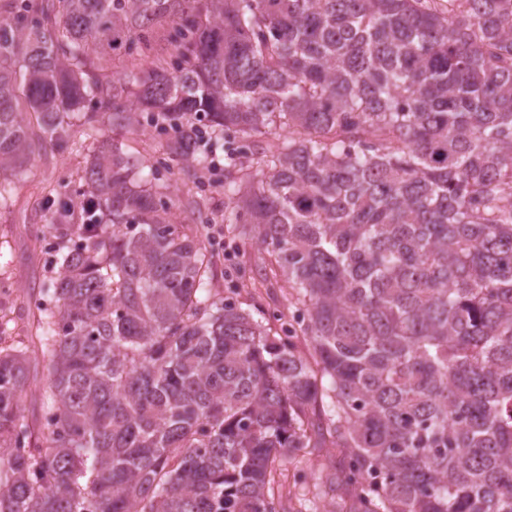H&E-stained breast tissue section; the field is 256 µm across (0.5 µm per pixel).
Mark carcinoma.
I'll use <instances>...</instances> for the list:
<instances>
[{"label": "carcinoma", "instance_id": "carcinoma-1", "mask_svg": "<svg viewBox=\"0 0 512 512\" xmlns=\"http://www.w3.org/2000/svg\"><path fill=\"white\" fill-rule=\"evenodd\" d=\"M166 25L173 70L115 68ZM74 114L169 127L189 180L197 122L247 142L228 239L292 320L216 298L200 203L175 224L102 144L0 345V512H302L283 466L314 457L334 512H512V0H0V175ZM42 382L43 377L41 383ZM41 383L38 385L31 384L28 387L26 394L23 396L21 403L22 415L30 424L35 423L36 428L40 423L42 415V401L39 391V386H41Z\"/></svg>", "mask_w": 512, "mask_h": 512}]
</instances>
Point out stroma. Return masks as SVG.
<instances>
[{
  "label": "stroma",
  "instance_id": "1",
  "mask_svg": "<svg viewBox=\"0 0 512 512\" xmlns=\"http://www.w3.org/2000/svg\"><path fill=\"white\" fill-rule=\"evenodd\" d=\"M169 132L146 125L144 133L113 135L111 129H103L101 140H118L124 148L134 152L145 164H155L163 159L161 149ZM228 152H217L213 170H201L197 182H186L167 177L166 196L173 205L181 224L192 223L194 216L186 205L188 197L203 200L210 212L211 222L205 228L210 236L217 259L213 285L225 289L226 279L234 268L248 265L253 270L263 266L265 253L250 242L238 243L233 252L224 249L225 238L218 230L227 222L230 210L224 194V164L228 160L242 161L243 147L239 139L228 142ZM94 154L90 139L82 121H73L70 142L65 150L46 147L28 165L22 177L14 181V193L7 207H0V311L17 310L29 287L47 281L49 271L46 257L41 254L35 236L44 224L68 216L71 222H79L73 210L77 191L85 187L83 176Z\"/></svg>",
  "mask_w": 512,
  "mask_h": 512
}]
</instances>
